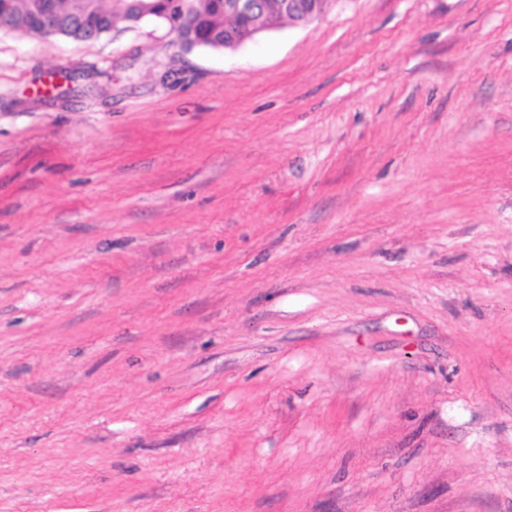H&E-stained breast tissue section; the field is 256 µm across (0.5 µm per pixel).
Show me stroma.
Masks as SVG:
<instances>
[{
    "instance_id": "obj_1",
    "label": "stroma",
    "mask_w": 512,
    "mask_h": 512,
    "mask_svg": "<svg viewBox=\"0 0 512 512\" xmlns=\"http://www.w3.org/2000/svg\"><path fill=\"white\" fill-rule=\"evenodd\" d=\"M0 512H512V0L0 31Z\"/></svg>"
}]
</instances>
